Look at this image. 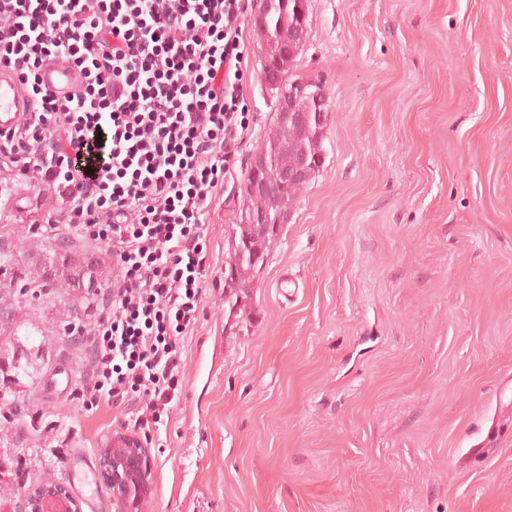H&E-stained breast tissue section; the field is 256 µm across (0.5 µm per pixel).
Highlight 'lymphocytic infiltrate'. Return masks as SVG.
Returning <instances> with one entry per match:
<instances>
[{"label": "lymphocytic infiltrate", "mask_w": 512, "mask_h": 512, "mask_svg": "<svg viewBox=\"0 0 512 512\" xmlns=\"http://www.w3.org/2000/svg\"><path fill=\"white\" fill-rule=\"evenodd\" d=\"M250 0H0V74L30 110L0 130V193L31 183V230L110 252L91 289L82 408L134 403L158 429L181 393L182 349L206 290L209 206L246 129ZM47 61L77 69L61 96Z\"/></svg>", "instance_id": "1"}]
</instances>
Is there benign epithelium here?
I'll list each match as a JSON object with an SVG mask.
<instances>
[{"mask_svg":"<svg viewBox=\"0 0 512 512\" xmlns=\"http://www.w3.org/2000/svg\"><path fill=\"white\" fill-rule=\"evenodd\" d=\"M306 14L298 15V23L278 37V45L284 55L298 52L305 40ZM261 61L260 76L268 87L276 89L279 79L276 76L278 61L266 54L265 45L258 50ZM307 95L306 84L296 82L288 93V100H279L280 122L297 128L308 121L309 112L304 109L302 100ZM312 164L301 160L288 169L268 168L265 164L250 167L245 175L244 190L251 195H260L276 204L288 185L310 179ZM292 214L288 210L277 213L274 223H266L261 213L243 211V224H259L266 230L278 234L284 225L290 223ZM98 465L102 477L111 486L114 512H142V506L154 493V458L147 442L138 434L126 429L114 430L110 440L97 452ZM65 500L69 508L65 512H82L81 504L62 483L49 481L26 490L19 503V512H49L55 501Z\"/></svg>","mask_w":512,"mask_h":512,"instance_id":"obj_1","label":"benign epithelium"}]
</instances>
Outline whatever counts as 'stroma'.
Returning <instances> with one entry per match:
<instances>
[{"instance_id":"1","label":"stroma","mask_w":512,"mask_h":512,"mask_svg":"<svg viewBox=\"0 0 512 512\" xmlns=\"http://www.w3.org/2000/svg\"><path fill=\"white\" fill-rule=\"evenodd\" d=\"M244 40L249 127L143 512H512V0H309L290 73L324 86V162L231 307L228 242L277 100L254 25ZM32 196L15 187L0 222V512L47 479L113 512L97 450L132 409L82 410L86 344L63 332L92 317L79 279L112 262L34 236ZM494 420L495 454L471 462Z\"/></svg>"}]
</instances>
